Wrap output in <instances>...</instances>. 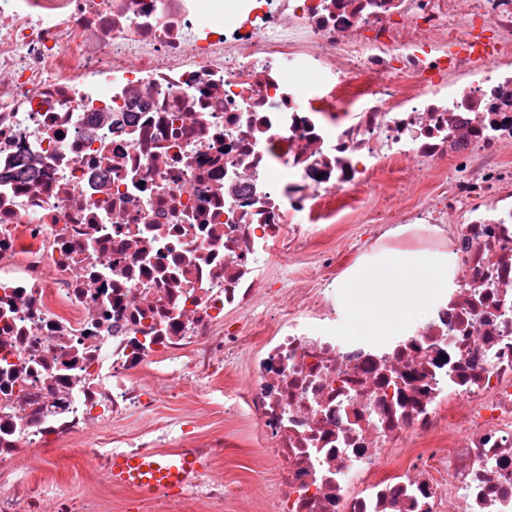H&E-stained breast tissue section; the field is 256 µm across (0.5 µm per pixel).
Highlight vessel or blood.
<instances>
[{
    "label": "vessel or blood",
    "instance_id": "vessel-or-blood-1",
    "mask_svg": "<svg viewBox=\"0 0 512 512\" xmlns=\"http://www.w3.org/2000/svg\"><path fill=\"white\" fill-rule=\"evenodd\" d=\"M205 465V460L193 452L167 458L149 449L137 455H114L109 476L113 485L149 491L186 485Z\"/></svg>",
    "mask_w": 512,
    "mask_h": 512
}]
</instances>
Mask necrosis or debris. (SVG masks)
<instances>
[{"label": "necrosis or debris", "instance_id": "obj_1", "mask_svg": "<svg viewBox=\"0 0 512 512\" xmlns=\"http://www.w3.org/2000/svg\"><path fill=\"white\" fill-rule=\"evenodd\" d=\"M406 165L425 197L361 219L446 229L447 298L380 342L337 336L319 290L282 313L267 266ZM229 354L276 512H512V0H258L225 26L210 0H0V512H112L113 454L166 439L104 429ZM199 429L174 422L203 476L140 512L223 505ZM36 450L92 457L94 486L29 481Z\"/></svg>", "mask_w": 512, "mask_h": 512}]
</instances>
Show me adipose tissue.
<instances>
[{
    "label": "adipose tissue",
    "instance_id": "ef3b65f1",
    "mask_svg": "<svg viewBox=\"0 0 512 512\" xmlns=\"http://www.w3.org/2000/svg\"><path fill=\"white\" fill-rule=\"evenodd\" d=\"M452 253L381 252L336 281L348 336H390L418 324L447 293L454 275Z\"/></svg>",
    "mask_w": 512,
    "mask_h": 512
}]
</instances>
